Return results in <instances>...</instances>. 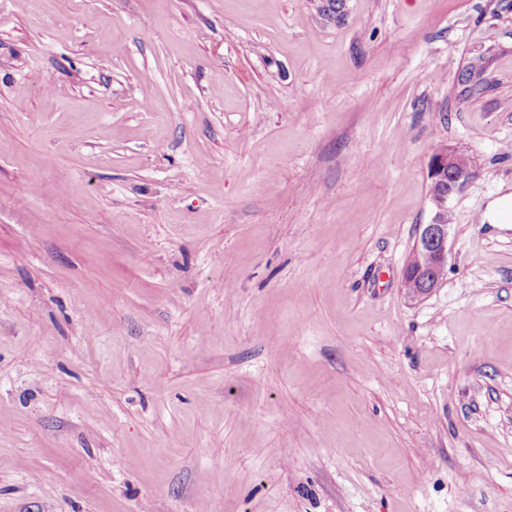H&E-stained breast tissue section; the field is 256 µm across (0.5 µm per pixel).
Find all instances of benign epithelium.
I'll return each instance as SVG.
<instances>
[{
  "instance_id": "benign-epithelium-1",
  "label": "benign epithelium",
  "mask_w": 512,
  "mask_h": 512,
  "mask_svg": "<svg viewBox=\"0 0 512 512\" xmlns=\"http://www.w3.org/2000/svg\"><path fill=\"white\" fill-rule=\"evenodd\" d=\"M472 175V161L466 153L445 148L434 151L429 168L432 220L419 225L412 256L403 274L405 278L411 276L419 280L420 288L413 293L415 297L426 295L439 286V280L433 278L429 270H438L448 262V201Z\"/></svg>"
}]
</instances>
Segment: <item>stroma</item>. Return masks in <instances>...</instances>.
I'll return each mask as SVG.
<instances>
[{"label": "stroma", "mask_w": 512, "mask_h": 512, "mask_svg": "<svg viewBox=\"0 0 512 512\" xmlns=\"http://www.w3.org/2000/svg\"><path fill=\"white\" fill-rule=\"evenodd\" d=\"M507 193L512 0H0V512H512ZM463 159L464 165L461 164ZM472 175V161L466 153L445 148L434 151L429 168L432 220L429 224L419 225L412 256L403 274V281L411 276L414 280L418 279L421 285L415 293H410L412 297L426 295L440 284L428 270H438L448 262L451 225L448 221V201Z\"/></svg>", "instance_id": "1"}]
</instances>
